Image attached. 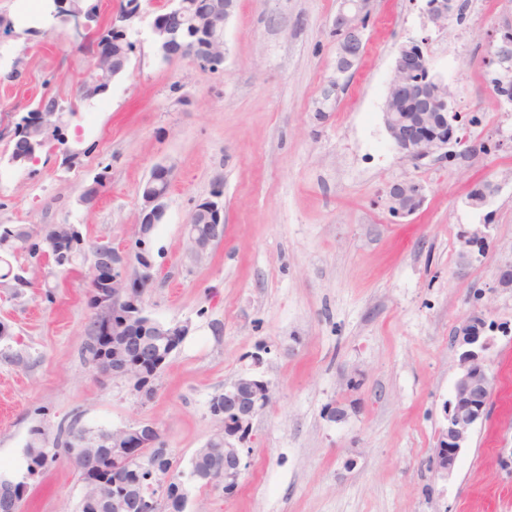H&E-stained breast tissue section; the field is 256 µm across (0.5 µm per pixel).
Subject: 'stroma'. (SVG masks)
Segmentation results:
<instances>
[{
    "instance_id": "stroma-1",
    "label": "stroma",
    "mask_w": 512,
    "mask_h": 512,
    "mask_svg": "<svg viewBox=\"0 0 512 512\" xmlns=\"http://www.w3.org/2000/svg\"><path fill=\"white\" fill-rule=\"evenodd\" d=\"M21 3L0 0L15 28L0 36V224H77L90 242L125 246L142 182L171 166L153 240L157 282L144 299L155 318L191 331L141 403L130 383L83 359L87 268L60 275L49 305L29 261L21 297L0 288V318L13 328L0 341V469L20 470L35 426L53 436L72 421L91 430L147 421L185 476L187 512H512L497 461L512 442V290L498 286L512 264V105L495 104L485 63L512 0H480L479 17L441 30L426 0H372L364 54L336 98L327 91L341 0H236L216 70L161 59L150 25L170 3L146 0L127 71L68 120V142L81 151L69 167L54 148L8 162L15 117L44 91L72 98L96 73L69 27L23 16ZM32 27L37 36L26 37ZM421 38L457 111L481 118L462 125L450 163L403 158L382 122L395 57ZM484 141L491 154L475 151ZM102 171L96 206L78 205ZM401 180L423 184L426 200L395 218L385 191ZM485 181L499 187L492 204L467 206ZM217 187L224 239L197 257L185 224ZM481 224L485 247L465 250L462 235ZM476 314L492 338L488 416L441 476L431 458L459 373L454 335ZM252 372L271 400L251 424L228 498L190 478L191 461L222 428L211 399ZM333 405L343 419H328ZM82 492L62 457L31 482L19 512H78Z\"/></svg>"
}]
</instances>
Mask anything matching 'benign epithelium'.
Wrapping results in <instances>:
<instances>
[{"label": "benign epithelium", "instance_id": "obj_1", "mask_svg": "<svg viewBox=\"0 0 512 512\" xmlns=\"http://www.w3.org/2000/svg\"><path fill=\"white\" fill-rule=\"evenodd\" d=\"M454 3L435 0L428 6V18L437 27H445ZM370 0H344L336 13L333 30L336 36L334 72L336 81L352 69L360 56L364 42V19L369 14ZM235 9V0H172V8L155 16L151 24L152 40L160 56L168 60L183 54L188 48L200 53V60L210 67L224 62V32ZM143 14V0H132L125 12L112 20V54L102 53L95 46L96 84L105 94L112 82L125 73L130 54L125 42L136 19ZM48 15L63 19L76 33H92V19L82 9L80 0H49ZM420 48L403 45L394 61L392 74L382 108L384 128L392 147L404 158L421 163L451 161L455 154L449 146L456 143L455 125L462 115L455 110L454 93L439 76L422 79L418 74L431 70L430 55L419 41ZM492 51L487 66L494 73L505 71L512 75V40L501 38L491 42ZM62 125V113H42L36 121L39 130L53 131ZM155 174L140 193L134 239L129 247L116 248L108 242L91 245L95 254L93 274L97 280L94 291L95 313H107L112 318V339L102 348L97 366L112 372L132 384L141 400H151L157 391L156 383L147 378L141 366L147 361L162 370L173 352V333L168 324L153 318L145 309L138 284H155L157 270L150 247L155 226L162 223L167 209L171 186L170 167L158 164ZM498 190L490 183L468 199L473 208L489 205ZM217 192L202 210H193L185 229L193 254L200 257L219 239L224 238V204ZM423 187L411 181L389 186L387 202L395 216L415 213L424 203ZM485 322L472 317L455 335V343L462 348L460 372L453 385L451 399L444 405L445 424L439 430L432 468L438 473L450 474L466 447L473 428L487 415L488 396L493 377L484 363L483 351L489 339L483 336ZM270 399L269 382L257 374H246L224 387V392L212 402L211 414L224 424L218 433L222 449L205 444L192 459L191 477L209 484L215 474L221 473L224 494L232 495L239 489L243 457L239 444L245 441L252 420ZM152 451L153 462L139 465L122 487L106 494L96 483L83 485L81 503L105 512H185L188 503L186 488L178 484L158 482V462L168 452L161 443L159 430L149 422H138L123 428L111 429L104 437L85 438L69 450L73 459H79L97 469L106 460L118 467L130 463L140 450ZM39 469L32 463L16 476L4 478L0 493L15 495L18 485L35 478Z\"/></svg>", "mask_w": 512, "mask_h": 512}]
</instances>
